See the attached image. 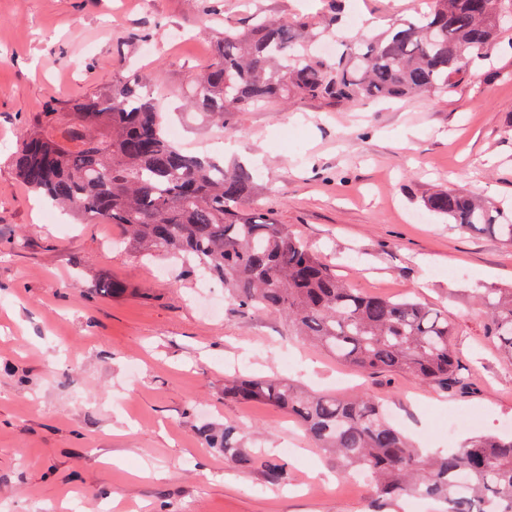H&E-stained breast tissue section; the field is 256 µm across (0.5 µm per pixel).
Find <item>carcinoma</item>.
I'll list each match as a JSON object with an SVG mask.
<instances>
[{
  "instance_id": "cac0c4a2",
  "label": "carcinoma",
  "mask_w": 512,
  "mask_h": 512,
  "mask_svg": "<svg viewBox=\"0 0 512 512\" xmlns=\"http://www.w3.org/2000/svg\"><path fill=\"white\" fill-rule=\"evenodd\" d=\"M327 31L339 32L344 0H324ZM415 20H397L370 39L338 37L336 53L314 49L303 19L257 18L227 28L196 80L193 107L217 125L248 105L314 99L352 105L424 93H450L481 61L512 51V0H429ZM33 117L13 155L31 190L76 215L123 227L131 246L173 255L183 271L214 277L240 306L277 313L306 337L362 373L401 372L449 389L466 382L448 315L412 298L365 296L348 287L299 239L238 204L256 173L184 151L166 132L143 78L118 79L104 95L71 105L63 120ZM455 226L512 245V218L452 189L424 200ZM485 335L512 357V288L478 297ZM224 398L256 401L295 417L318 447L372 485L370 512H395L408 497L444 512H512V437L479 432L461 447L426 453L365 394H311L275 378H238ZM209 448L247 466L239 429L198 428Z\"/></svg>"
}]
</instances>
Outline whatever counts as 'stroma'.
I'll return each mask as SVG.
<instances>
[{
    "mask_svg": "<svg viewBox=\"0 0 512 512\" xmlns=\"http://www.w3.org/2000/svg\"><path fill=\"white\" fill-rule=\"evenodd\" d=\"M425 0H346L350 28ZM315 0H0V512H368L369 479L288 415L228 400L225 380L276 376L385 403L432 450L461 444L455 411L512 435V366L485 334L477 292L512 286V248L429 213L438 187L512 211V52L449 94L328 107L315 100L227 113L186 106L224 28L306 17ZM140 76L180 145L254 168L247 209L302 238L365 295L411 296L446 312L468 388L363 374L293 336L277 314L234 304L216 280L148 257L115 224L46 211L12 162L34 113ZM122 283L101 293L106 280ZM244 428L242 470L206 447L200 424ZM285 465L281 484L268 466Z\"/></svg>",
    "mask_w": 512,
    "mask_h": 512,
    "instance_id": "1",
    "label": "stroma"
}]
</instances>
